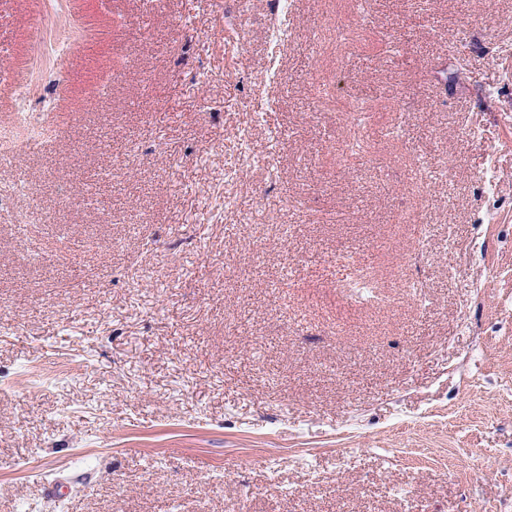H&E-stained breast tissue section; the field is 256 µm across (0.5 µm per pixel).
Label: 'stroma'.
Returning a JSON list of instances; mask_svg holds the SVG:
<instances>
[{
	"label": "stroma",
	"instance_id": "35a3bbf8",
	"mask_svg": "<svg viewBox=\"0 0 512 512\" xmlns=\"http://www.w3.org/2000/svg\"><path fill=\"white\" fill-rule=\"evenodd\" d=\"M43 7L72 53L55 152L0 164L41 202L0 214V512H512V0H293L277 45L268 0ZM37 27L0 0L36 108Z\"/></svg>",
	"mask_w": 512,
	"mask_h": 512
}]
</instances>
